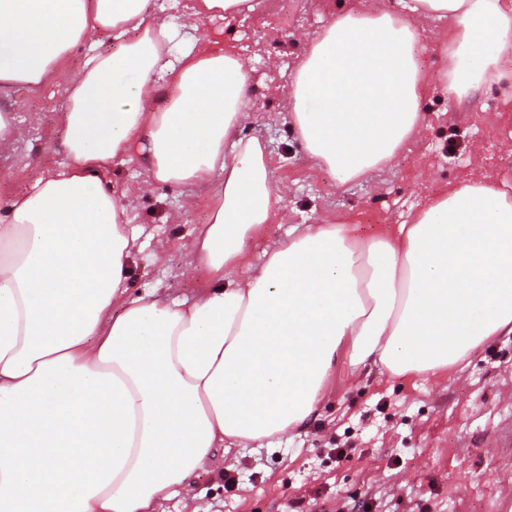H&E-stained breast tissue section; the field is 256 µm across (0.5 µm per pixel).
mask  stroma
Masks as SVG:
<instances>
[{"mask_svg":"<svg viewBox=\"0 0 512 512\" xmlns=\"http://www.w3.org/2000/svg\"><path fill=\"white\" fill-rule=\"evenodd\" d=\"M234 18L205 17L187 40L235 52L252 91L242 132L271 158L268 178L283 191L275 215L230 279L246 280L267 252L310 224H350L361 238L396 235L400 225L448 184L479 172L512 186V100L491 84L451 100L437 84L446 17L425 20L424 65L431 86L420 134L391 165L367 180L341 183L308 156L292 126L289 84L313 39L348 9L371 0H255ZM64 87L1 99L24 134L0 146V213L43 174L63 168ZM103 180L130 201L135 245L128 294L192 301L204 282L189 242L213 204L210 187L148 182L131 150ZM190 502L168 512H512V334L497 336L440 377L351 373L344 363L306 428L279 439L230 445L224 469L191 480Z\"/></svg>","mask_w":512,"mask_h":512,"instance_id":"1","label":"stroma"}]
</instances>
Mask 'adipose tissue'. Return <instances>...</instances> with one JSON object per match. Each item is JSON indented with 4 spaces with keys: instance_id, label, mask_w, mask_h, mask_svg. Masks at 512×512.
Segmentation results:
<instances>
[{
    "instance_id": "ef3b65f1",
    "label": "adipose tissue",
    "mask_w": 512,
    "mask_h": 512,
    "mask_svg": "<svg viewBox=\"0 0 512 512\" xmlns=\"http://www.w3.org/2000/svg\"><path fill=\"white\" fill-rule=\"evenodd\" d=\"M150 9L0 0V98L63 80L68 158L0 219V512H166L224 443L316 417L337 360L431 377L512 334V192L480 174L397 236L311 224L248 280L228 279L280 200L261 142L239 135L251 75L230 51H174L180 24ZM410 12L376 0L338 15L290 82L306 152L340 181L387 165L421 127L419 19L455 22L449 98L512 77V0H412ZM103 34L111 51L64 77L69 51ZM127 70L138 82L119 81ZM136 145L160 182L224 173L192 243L208 276L193 302L126 296L134 237L101 175Z\"/></svg>"
}]
</instances>
